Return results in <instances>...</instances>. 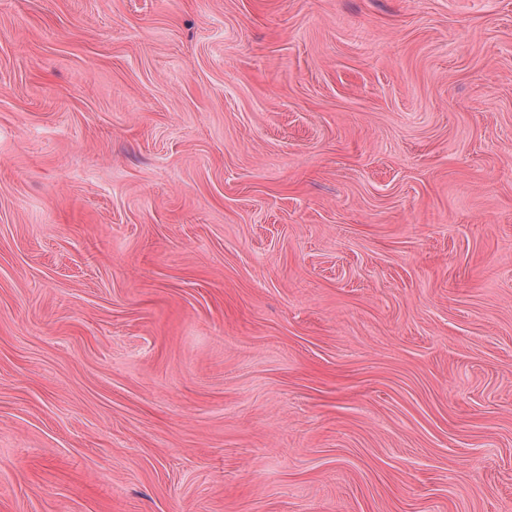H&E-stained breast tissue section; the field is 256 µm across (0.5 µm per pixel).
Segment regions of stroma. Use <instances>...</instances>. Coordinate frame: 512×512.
<instances>
[{
  "mask_svg": "<svg viewBox=\"0 0 512 512\" xmlns=\"http://www.w3.org/2000/svg\"><path fill=\"white\" fill-rule=\"evenodd\" d=\"M0 512H512V0H0Z\"/></svg>",
  "mask_w": 512,
  "mask_h": 512,
  "instance_id": "35a3bbf8",
  "label": "stroma"
}]
</instances>
